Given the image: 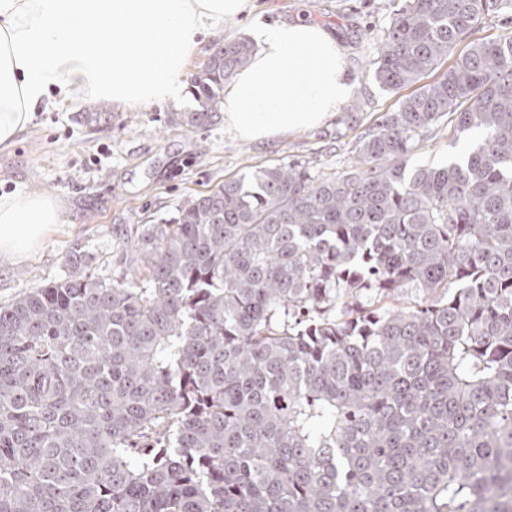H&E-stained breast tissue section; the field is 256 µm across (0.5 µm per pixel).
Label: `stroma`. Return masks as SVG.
<instances>
[{"instance_id": "obj_1", "label": "stroma", "mask_w": 512, "mask_h": 512, "mask_svg": "<svg viewBox=\"0 0 512 512\" xmlns=\"http://www.w3.org/2000/svg\"><path fill=\"white\" fill-rule=\"evenodd\" d=\"M262 20L303 15L333 29L358 91L320 127L269 142L237 139L224 122L190 128L177 121L181 103L119 111L83 98L35 113L14 147L0 150V195L43 194L63 204L60 224L20 261L0 260V304L63 276L67 253L88 249L100 274L125 267L123 239L133 227L170 217L184 197L208 192L232 177L274 165L306 164L333 177L352 162L359 140L394 111L401 92L374 78L380 38L400 0H256ZM475 132L456 134L450 118L424 132L412 165L459 159Z\"/></svg>"}]
</instances>
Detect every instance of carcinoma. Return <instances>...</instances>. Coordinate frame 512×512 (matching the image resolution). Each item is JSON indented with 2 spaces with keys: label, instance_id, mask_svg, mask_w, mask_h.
I'll use <instances>...</instances> for the list:
<instances>
[{
  "label": "carcinoma",
  "instance_id": "cac0c4a2",
  "mask_svg": "<svg viewBox=\"0 0 512 512\" xmlns=\"http://www.w3.org/2000/svg\"><path fill=\"white\" fill-rule=\"evenodd\" d=\"M507 3L404 0L374 76L417 88L349 170L226 180L126 238L137 274L75 249L0 305V512H512V32L421 83ZM448 114L481 139L408 167Z\"/></svg>",
  "mask_w": 512,
  "mask_h": 512
}]
</instances>
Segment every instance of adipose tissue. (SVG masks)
Masks as SVG:
<instances>
[{
	"instance_id": "adipose-tissue-1",
	"label": "adipose tissue",
	"mask_w": 512,
	"mask_h": 512,
	"mask_svg": "<svg viewBox=\"0 0 512 512\" xmlns=\"http://www.w3.org/2000/svg\"><path fill=\"white\" fill-rule=\"evenodd\" d=\"M253 0H0V146L35 112L93 97L121 110L184 98L190 61ZM249 64L224 90L243 141L279 139L333 119L358 85L332 30L302 16L259 23ZM59 202L0 196V258L19 260L60 223Z\"/></svg>"
}]
</instances>
